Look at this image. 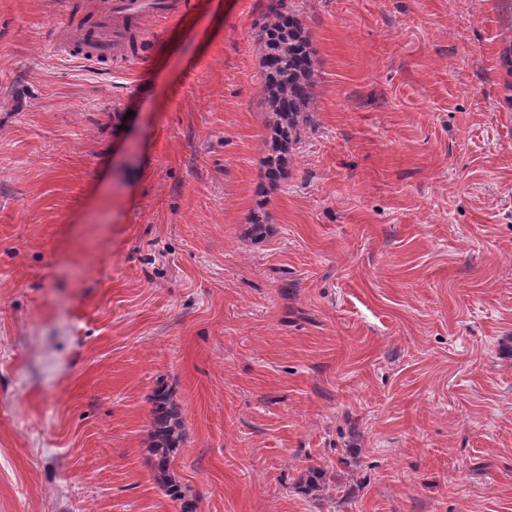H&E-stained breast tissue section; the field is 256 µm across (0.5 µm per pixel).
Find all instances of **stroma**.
Wrapping results in <instances>:
<instances>
[{"instance_id":"stroma-1","label":"stroma","mask_w":512,"mask_h":512,"mask_svg":"<svg viewBox=\"0 0 512 512\" xmlns=\"http://www.w3.org/2000/svg\"><path fill=\"white\" fill-rule=\"evenodd\" d=\"M189 2L99 70L62 0H0V512H182L161 386L196 512H512V0H288L315 86L273 190L276 0ZM153 423L150 431V452L154 456V481L166 496L183 501L185 493L171 469L184 435L185 422L171 394L158 389L153 397Z\"/></svg>"}]
</instances>
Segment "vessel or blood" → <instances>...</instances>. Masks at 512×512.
<instances>
[{
    "label": "vessel or blood",
    "mask_w": 512,
    "mask_h": 512,
    "mask_svg": "<svg viewBox=\"0 0 512 512\" xmlns=\"http://www.w3.org/2000/svg\"><path fill=\"white\" fill-rule=\"evenodd\" d=\"M184 7L183 0H111L108 12L97 16L94 32L88 36L79 28L84 15L82 0H68L66 37L57 43L56 49L66 57L108 68L127 52L130 22L147 16L170 21L177 18Z\"/></svg>",
    "instance_id": "obj_1"
}]
</instances>
